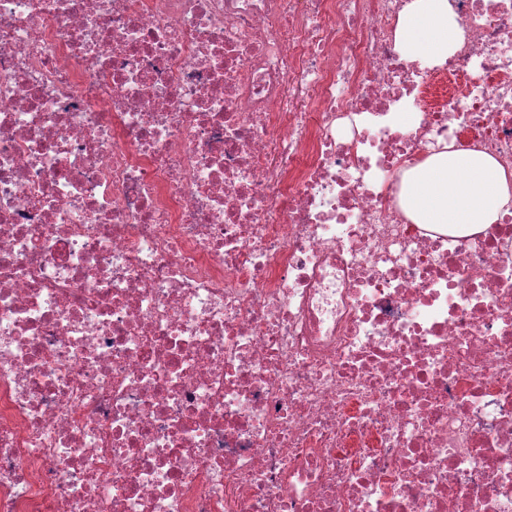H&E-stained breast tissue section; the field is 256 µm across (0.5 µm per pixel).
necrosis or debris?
<instances>
[{"instance_id":"4bbe7bcc","label":"necrosis or debris","mask_w":512,"mask_h":512,"mask_svg":"<svg viewBox=\"0 0 512 512\" xmlns=\"http://www.w3.org/2000/svg\"><path fill=\"white\" fill-rule=\"evenodd\" d=\"M0 0V512H512V0ZM404 53L412 59L447 56L461 37L448 0H416L397 31ZM406 177L403 205L414 222L440 224L457 235L492 224L512 201L508 175L482 153L445 152L418 164Z\"/></svg>"}]
</instances>
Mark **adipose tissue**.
Listing matches in <instances>:
<instances>
[{
    "instance_id": "ef3b65f1",
    "label": "adipose tissue",
    "mask_w": 512,
    "mask_h": 512,
    "mask_svg": "<svg viewBox=\"0 0 512 512\" xmlns=\"http://www.w3.org/2000/svg\"><path fill=\"white\" fill-rule=\"evenodd\" d=\"M413 59L448 55L461 31L448 0H416L397 31ZM512 202V179L490 156L473 151L445 152L418 164L407 175L403 205L418 224H439L469 235L496 221Z\"/></svg>"
}]
</instances>
